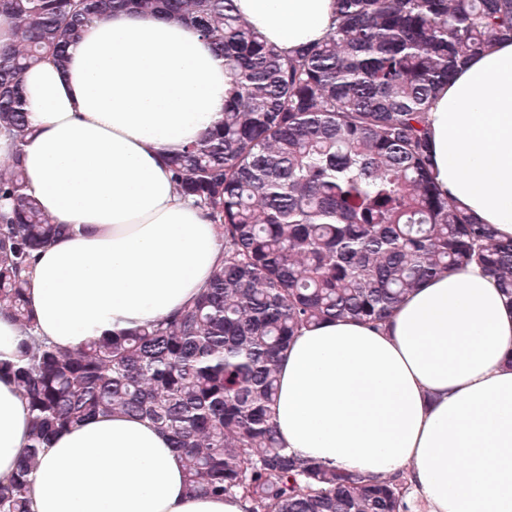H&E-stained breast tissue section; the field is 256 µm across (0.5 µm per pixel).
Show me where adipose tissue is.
<instances>
[{"mask_svg": "<svg viewBox=\"0 0 512 512\" xmlns=\"http://www.w3.org/2000/svg\"><path fill=\"white\" fill-rule=\"evenodd\" d=\"M282 51L321 40L335 0H236ZM224 62L181 22L121 12L89 25L62 62L23 76L28 192L67 234L40 250L27 301L62 349L182 310L221 259L218 227L176 189L168 157L224 117ZM427 138L440 188L512 238V36L439 87ZM512 306L479 268L426 281L384 329L301 330L273 406L289 453L366 477L411 475L415 512H512ZM30 417L0 373V480ZM189 494L167 436L124 413L56 434L32 512H245Z\"/></svg>", "mask_w": 512, "mask_h": 512, "instance_id": "obj_1", "label": "adipose tissue"}]
</instances>
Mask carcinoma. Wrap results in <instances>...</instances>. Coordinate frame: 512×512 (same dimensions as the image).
<instances>
[{"label":"carcinoma","mask_w":512,"mask_h":512,"mask_svg":"<svg viewBox=\"0 0 512 512\" xmlns=\"http://www.w3.org/2000/svg\"><path fill=\"white\" fill-rule=\"evenodd\" d=\"M118 11L179 20L224 58V119L168 159L224 247L182 311L62 350L33 334L25 300L35 253L65 225L26 192L22 76ZM336 14L323 40L286 55L234 0H0L19 39L0 50V130L17 142L0 173V313L28 329L8 370L31 417L0 512H30L54 435L114 411L170 439L191 494L239 496L246 512H409L408 477H364L281 447L279 362L303 327H385L450 268L480 267L512 303V239L439 188L426 135L437 88L512 34V0H336Z\"/></svg>","instance_id":"1"}]
</instances>
